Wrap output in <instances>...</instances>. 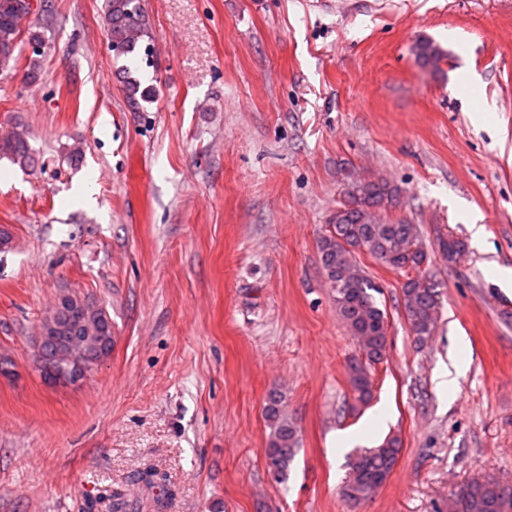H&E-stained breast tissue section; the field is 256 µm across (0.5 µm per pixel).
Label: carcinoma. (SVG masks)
<instances>
[{
    "label": "carcinoma",
    "mask_w": 512,
    "mask_h": 512,
    "mask_svg": "<svg viewBox=\"0 0 512 512\" xmlns=\"http://www.w3.org/2000/svg\"><path fill=\"white\" fill-rule=\"evenodd\" d=\"M21 0H0V72L17 67L16 49L21 38L31 45L44 43V32L30 29L22 34L20 20L29 12L20 9ZM104 21L115 58L142 56L146 64L153 59L151 24L143 0H104ZM417 56L425 64L437 65L442 49L424 40L417 47ZM126 97L134 109L151 102L158 95L154 85H142L128 68L118 69ZM0 158H7L21 167L34 164L25 134L15 132L0 139ZM350 202L336 210L331 219L332 230L320 240L323 268L336 290V309L351 334L361 345L366 361L348 366L353 393L361 403L372 398V383L366 363L381 361L387 348V314L378 305L374 292L379 287L365 274L357 261V253L365 252L377 261L402 272L427 260V250L415 226L403 221L385 224L377 212L395 201L396 189L384 179L359 180L348 191ZM403 307L411 332L420 341L430 339L439 315L437 291L422 288L407 280L402 287ZM72 324L91 343L101 339L112 342V322L107 314L89 304L71 311ZM55 376L72 373V359L62 347L53 365ZM265 415L272 433L266 450L269 470L279 480L287 478L298 440L296 423L285 414L282 397L269 395ZM401 453V441L390 435L374 448L356 451L349 459V474L343 486L344 499L353 505L368 500L388 480ZM448 512H512V487L500 488L473 482L456 491Z\"/></svg>",
    "instance_id": "1"
}]
</instances>
